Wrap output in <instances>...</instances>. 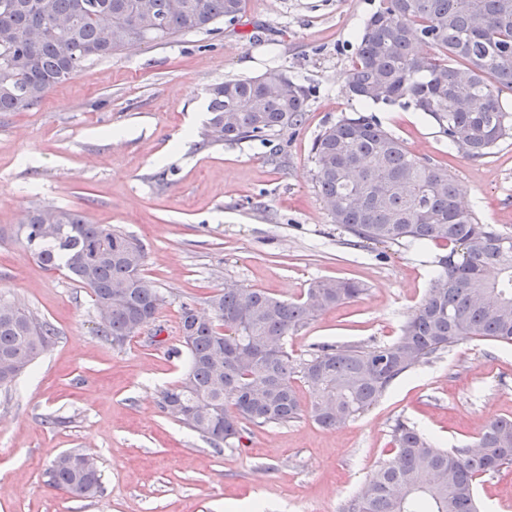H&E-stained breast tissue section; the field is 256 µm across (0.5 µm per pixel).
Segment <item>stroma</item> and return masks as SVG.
Segmentation results:
<instances>
[{
	"mask_svg": "<svg viewBox=\"0 0 512 512\" xmlns=\"http://www.w3.org/2000/svg\"><path fill=\"white\" fill-rule=\"evenodd\" d=\"M380 0H246L218 31L135 42L87 64L36 106L0 112V301L26 305L58 331L11 389H0V512H342L393 456L402 419L441 447L472 444L512 417V346L461 341L412 367L346 426L308 417L244 426L216 448L163 414L178 380L179 308L237 284L285 300L318 278L364 285L359 298L289 334L305 359L318 345L392 342L424 299L446 247L357 245L333 224L312 180L323 128L364 105L346 95L357 33ZM280 70L314 90L301 125L261 139L204 145L206 90ZM417 156L447 165L481 223L512 233V138L484 158L450 152L422 113L378 106ZM126 138H108L109 130ZM84 212L144 247L145 278L167 303L120 346L98 336L91 294L44 268L17 238L33 208ZM95 457L103 491L80 499L44 471L61 452ZM480 512H512V473L476 481Z\"/></svg>",
	"mask_w": 512,
	"mask_h": 512,
	"instance_id": "35a3bbf8",
	"label": "stroma"
}]
</instances>
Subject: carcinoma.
<instances>
[{
	"mask_svg": "<svg viewBox=\"0 0 512 512\" xmlns=\"http://www.w3.org/2000/svg\"><path fill=\"white\" fill-rule=\"evenodd\" d=\"M147 0L166 42L215 24L234 23L245 0ZM139 0H0V112L41 102L93 60L110 59L142 39ZM425 44L430 54L415 52ZM345 88L366 103L427 116L448 145L483 158L512 137V0H382L357 36ZM207 145L263 138L301 124L310 91L274 70L209 88ZM313 180L332 223L361 242L426 244L439 257L428 293L401 333L377 346L323 344L297 360L285 346L293 330L365 292L345 279H319L302 298L227 286L197 316L181 304L179 334L189 366L160 392L158 405L213 447H232L243 425L286 424L303 415L339 429L369 409L393 380L462 340L512 344V234L482 224L460 202L448 168L412 153L376 115L340 116L314 140ZM18 236L48 268H64L94 297L97 333L121 346L153 322L164 297L143 275L140 242L65 208L30 212ZM57 339V330L16 303H0V365L21 374ZM315 389L301 404L294 377ZM393 458L370 476L343 512H478L480 475L512 467V418L483 426L475 442L445 450L404 420L392 431ZM47 484L76 498L102 489L96 460L59 454Z\"/></svg>",
	"mask_w": 512,
	"mask_h": 512,
	"instance_id": "1",
	"label": "carcinoma"
}]
</instances>
